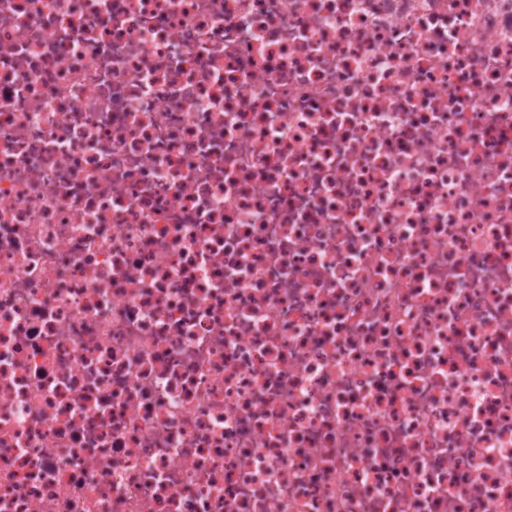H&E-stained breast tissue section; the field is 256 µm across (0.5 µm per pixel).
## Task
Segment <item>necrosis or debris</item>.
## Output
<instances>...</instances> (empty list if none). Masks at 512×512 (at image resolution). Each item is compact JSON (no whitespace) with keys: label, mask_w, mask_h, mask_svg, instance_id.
I'll return each mask as SVG.
<instances>
[{"label":"necrosis or debris","mask_w":512,"mask_h":512,"mask_svg":"<svg viewBox=\"0 0 512 512\" xmlns=\"http://www.w3.org/2000/svg\"><path fill=\"white\" fill-rule=\"evenodd\" d=\"M0 512H512V0H0Z\"/></svg>","instance_id":"necrosis-or-debris-1"}]
</instances>
